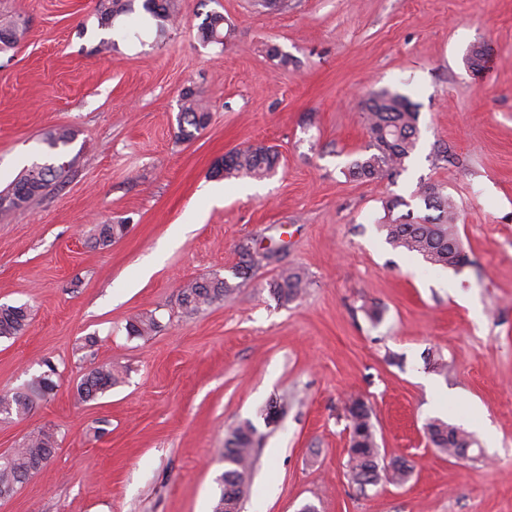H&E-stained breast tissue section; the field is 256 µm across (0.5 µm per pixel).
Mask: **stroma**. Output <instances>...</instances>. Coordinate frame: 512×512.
I'll return each instance as SVG.
<instances>
[{
    "label": "stroma",
    "mask_w": 512,
    "mask_h": 512,
    "mask_svg": "<svg viewBox=\"0 0 512 512\" xmlns=\"http://www.w3.org/2000/svg\"><path fill=\"white\" fill-rule=\"evenodd\" d=\"M289 2L179 0L176 28L134 38L126 16L99 27L107 0H0V21L26 26L0 53V190L32 163L69 165L26 210L0 212V304L31 311L0 339V394L44 359L59 371L28 414L0 416V454L44 426L59 437L0 512H212L224 439L247 421L263 440L243 512H512V0ZM209 12L231 28L224 44L198 33ZM477 44L490 49L479 75L465 64ZM379 89L408 97L419 140L396 177L354 180L370 142L361 100ZM189 91L210 121L185 140ZM60 128L73 140L49 153ZM260 142L279 153L271 175L214 176ZM431 185L458 205L460 267L381 228L395 198L425 215ZM120 222L122 238L93 246L97 225ZM244 239L263 256L246 281L233 275ZM284 268L310 281L288 304L271 290ZM203 277L231 290L185 316L180 291ZM145 312L158 331L128 336ZM101 364L124 380L80 401ZM351 397L381 463L412 465L406 485L350 480ZM435 419L470 432L478 457L439 453Z\"/></svg>",
    "instance_id": "obj_1"
}]
</instances>
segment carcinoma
<instances>
[{
	"label": "carcinoma",
	"mask_w": 512,
	"mask_h": 512,
	"mask_svg": "<svg viewBox=\"0 0 512 512\" xmlns=\"http://www.w3.org/2000/svg\"><path fill=\"white\" fill-rule=\"evenodd\" d=\"M135 0H110L108 7L100 13L99 24L113 26L121 15L134 12ZM142 10L155 21L159 33L175 22L176 0H142ZM203 40L224 43V15L219 12L205 14L198 25ZM25 27L15 21L0 25V50L11 49L24 37ZM367 131L375 152L351 162L350 174L360 178H385L399 173L405 160L414 151L417 143V113L403 95L381 90L370 95L364 102ZM210 119L209 112L191 92L183 97L179 129L180 137L189 139L205 128ZM71 133L58 129L49 134L45 144L50 150L68 146ZM278 152L271 146L253 144L243 149H234L224 155L222 167L215 174L225 179L240 177H264L275 171ZM67 175L65 165L33 163L17 177L6 190L0 192V212L26 209L36 198L45 195L51 187L63 181ZM423 203L427 214L416 216L407 212L398 216L394 210L398 201L386 204L387 219L382 224L386 240L395 248L422 256L427 262L442 267H457L465 262L456 232L457 205L453 198L436 186L423 192ZM125 224H99L94 234L95 243L109 246L123 236ZM239 262L235 276L243 280L252 277L257 265L255 257L244 250L243 244L236 246ZM307 282L296 269L281 271L274 283L273 293L281 302L294 301L306 288ZM230 286L221 278L200 279L187 283L180 292L179 303L184 314L190 316L224 301ZM30 322V313L24 306L0 304V338H11L23 334ZM160 327L155 314L143 313L126 324L127 334L147 338ZM46 370L33 377L26 390L12 394H0V414L23 416L36 401L46 397L56 387L54 376L57 366L49 359L43 361ZM120 374L112 365L103 364L84 374L76 384V393L83 402L99 398L112 386L119 383ZM429 438L440 452L450 457L464 459L476 445L472 435L464 428L434 420L427 425ZM257 428L250 422L232 429L224 441V473L221 476V493L213 506V512H240L243 501L252 492V466L255 461ZM58 446L54 429L43 428L31 434L23 444L8 454L0 455V493L15 492L31 475L50 460ZM350 476L354 484L372 485L384 478L392 484L406 483L413 467L404 461L394 462L391 472L381 474L379 448L367 414L354 415L350 424Z\"/></svg>",
	"instance_id": "1"
}]
</instances>
